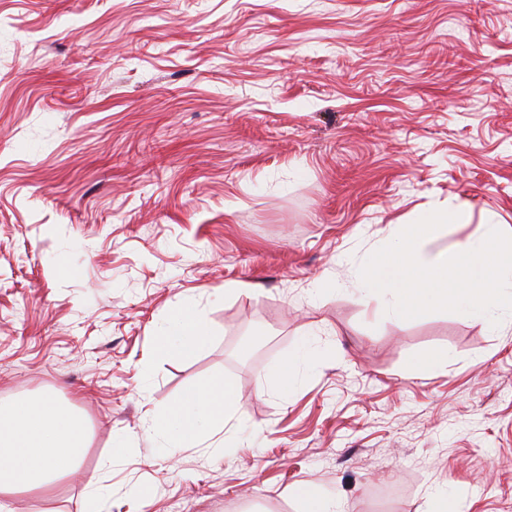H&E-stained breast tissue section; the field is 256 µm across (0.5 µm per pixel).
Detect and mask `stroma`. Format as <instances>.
I'll use <instances>...</instances> for the list:
<instances>
[{
    "label": "stroma",
    "mask_w": 512,
    "mask_h": 512,
    "mask_svg": "<svg viewBox=\"0 0 512 512\" xmlns=\"http://www.w3.org/2000/svg\"><path fill=\"white\" fill-rule=\"evenodd\" d=\"M463 202L445 244L512 235V0H0V403L91 434L13 512H512V317L358 274ZM187 303L206 347L149 358ZM215 375L232 448L169 455L145 410ZM309 362V359L305 355L294 356L289 359H286L280 368V371L276 378L274 379V386L277 392L280 394L288 393V385L289 390H292L291 386L293 379V372L297 368V366L301 363L306 364Z\"/></svg>",
    "instance_id": "stroma-1"
}]
</instances>
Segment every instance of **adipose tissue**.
<instances>
[{"instance_id": "obj_1", "label": "adipose tissue", "mask_w": 512, "mask_h": 512, "mask_svg": "<svg viewBox=\"0 0 512 512\" xmlns=\"http://www.w3.org/2000/svg\"><path fill=\"white\" fill-rule=\"evenodd\" d=\"M209 340L195 307L183 305L156 338L154 353L194 356ZM235 387L221 377L191 388L164 410L148 413L150 432L172 447L203 443L223 449L224 422L236 409ZM90 436L75 409L43 396L0 404V512H11L19 494L43 492L61 480L78 477Z\"/></svg>"}]
</instances>
